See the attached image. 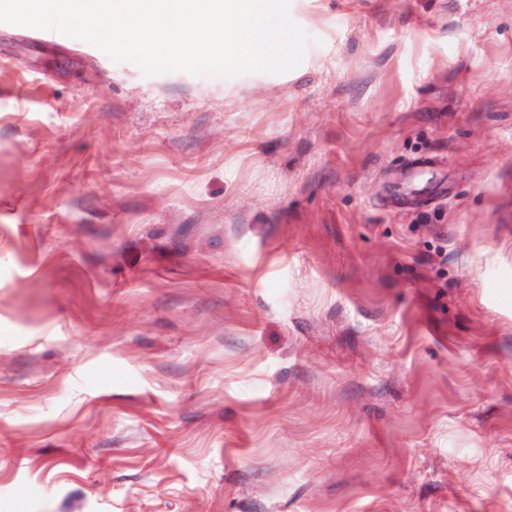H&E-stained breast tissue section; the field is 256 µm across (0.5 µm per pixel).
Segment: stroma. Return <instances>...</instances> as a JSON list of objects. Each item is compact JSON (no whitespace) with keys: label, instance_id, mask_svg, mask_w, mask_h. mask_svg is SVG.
I'll use <instances>...</instances> for the list:
<instances>
[{"label":"stroma","instance_id":"obj_1","mask_svg":"<svg viewBox=\"0 0 512 512\" xmlns=\"http://www.w3.org/2000/svg\"><path fill=\"white\" fill-rule=\"evenodd\" d=\"M289 13L232 78L0 23V512H512V0Z\"/></svg>","mask_w":512,"mask_h":512}]
</instances>
